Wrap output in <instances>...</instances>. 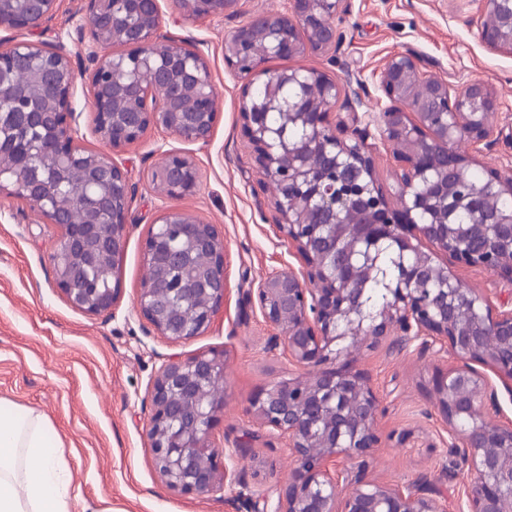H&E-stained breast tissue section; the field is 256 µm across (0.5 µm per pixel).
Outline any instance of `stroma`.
<instances>
[{
  "label": "stroma",
  "mask_w": 512,
  "mask_h": 512,
  "mask_svg": "<svg viewBox=\"0 0 512 512\" xmlns=\"http://www.w3.org/2000/svg\"><path fill=\"white\" fill-rule=\"evenodd\" d=\"M285 0H239L219 18H198L178 0H161L162 34L181 38L209 59L218 96L210 145L153 129L114 152L135 186L125 250L118 270L120 297L109 314L91 316L72 308L55 285L51 260L54 230L34 210L0 194V399L35 407L51 418L73 474L77 500L106 502L114 512H253L273 495L294 466L283 443L256 422L251 401L264 387L302 376L276 348L279 328L267 323L244 295L272 269H299L294 248L278 231L274 189L258 173L243 134L244 82L224 62V40L256 12L283 10ZM475 0H352L339 19L345 41L335 56L309 53L267 59L268 72L304 67L350 82L360 93L362 125L387 100L376 74L386 56L413 52L421 68L456 85L479 78L499 98V122L512 126V54L490 50L475 24ZM89 30L85 0H60L54 15L37 27L0 26V43H50L64 47L76 73V123L83 146L106 151L94 132L86 70ZM189 155L198 170L193 195L161 199L150 176L163 153ZM177 209L224 227L228 294L211 326L173 347L136 311L147 271L142 253L162 209ZM201 350L224 354V412L215 429L232 459L239 484L197 496L170 491L153 463L147 437L150 385L169 354ZM367 373L379 401L380 444L367 467L346 458L380 484H410L447 467L439 490L448 512H459L470 476L439 442L447 432L434 394L435 380L451 358L446 353L393 349L390 340L361 347L346 357Z\"/></svg>",
  "instance_id": "1"
}]
</instances>
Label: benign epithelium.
<instances>
[{
  "instance_id": "benign-epithelium-1",
  "label": "benign epithelium",
  "mask_w": 512,
  "mask_h": 512,
  "mask_svg": "<svg viewBox=\"0 0 512 512\" xmlns=\"http://www.w3.org/2000/svg\"><path fill=\"white\" fill-rule=\"evenodd\" d=\"M238 0H181L196 17H222ZM291 9L259 12L224 40V61L246 80L242 118L253 146L259 172L288 195H276L282 223L279 232L295 248L302 270H273L256 288L262 317L283 332L288 362L312 367L307 378H296L261 389L251 407L261 427L284 442L295 467L288 481L275 490L276 500L265 512H447V500L435 495V480L422 477L413 484L379 485L339 465L345 457L361 459L366 467L378 447L379 401L369 379L339 362L347 347L387 336L401 347L449 354L454 364L435 384L441 417L448 426V447L465 462L473 481L460 512H505L512 501V419L504 414L498 393L486 372H492L512 393V308L504 310L492 298L473 293L470 315L456 317V297L468 292L449 263L491 270L512 281V211L495 212L492 225L476 224L470 236L448 242L449 220L430 215L451 196L456 182L476 162L481 147L503 136L498 127V102L492 87L474 79L459 87L423 71L412 52L388 56L378 73L379 87L389 100L379 113L384 142L400 163L398 205L390 207L384 193L363 214L355 237L373 247L391 240L403 255L413 257L402 277L389 289L384 310L371 319L360 306L357 288L360 266L334 232L343 212L353 207L350 195L325 182L310 168V150L322 149L334 171L357 169L375 179V162L365 145L356 91L338 79L298 67L275 73L273 87L286 85L288 100L283 122L273 128L266 113L248 105L255 80L270 77L261 68L270 56L294 57L338 51L344 35L335 17L349 12L351 0H290ZM91 40L88 80L94 105V131L114 150L141 139L149 129H163L202 144L211 141L217 112L201 92L213 84L207 56L195 46L160 35V0H120L124 21H115L112 0H86ZM57 0H0V24L28 29L54 12ZM476 25L491 49L512 54V0H478ZM102 46H120L119 54L101 55ZM125 67L133 79L113 80ZM147 71L154 82L143 85L134 76ZM33 74L46 94L37 109L23 115L36 131L29 139L0 120V194L5 193L39 212L55 229L51 259L56 286L67 303L88 315L109 312L117 303V283L99 288L90 274L106 261L117 273L135 187L112 156L79 142L72 105L75 72L71 58L57 45L20 42L0 51V112L12 108L14 80ZM197 94V109L184 112L179 101ZM329 101L343 102L336 135L327 124ZM301 126L303 142L290 140L288 129ZM466 143L472 151L462 153ZM290 157L287 176L278 169L277 152ZM80 167L91 194L63 191L70 168ZM195 164L181 153L167 152L152 171L153 188L161 198L195 191ZM487 191L473 198L483 213L500 196H512V179L486 172ZM160 224H177L189 250L206 252L210 266L201 287L189 295L161 294L155 266L159 236L150 232L143 263L154 276L143 282L137 311L156 334L178 345L201 335L224 308L227 274L224 230L175 209H166ZM433 249L425 251L422 242ZM434 278L437 288L423 282ZM193 303L189 318L173 311L176 301ZM224 353L199 351L188 357L173 354L151 383L152 413L148 437L153 462L165 486L180 494L208 496L240 482L224 462L215 428L224 411ZM466 416L471 425L456 426Z\"/></svg>"
}]
</instances>
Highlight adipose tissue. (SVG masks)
<instances>
[{"label": "adipose tissue", "mask_w": 512, "mask_h": 512, "mask_svg": "<svg viewBox=\"0 0 512 512\" xmlns=\"http://www.w3.org/2000/svg\"><path fill=\"white\" fill-rule=\"evenodd\" d=\"M43 411L0 410V512H71L72 474Z\"/></svg>", "instance_id": "adipose-tissue-1"}]
</instances>
